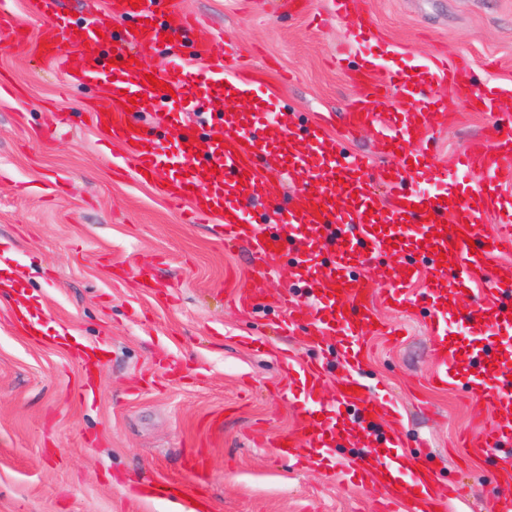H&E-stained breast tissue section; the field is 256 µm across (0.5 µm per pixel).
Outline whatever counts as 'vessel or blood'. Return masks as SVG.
Wrapping results in <instances>:
<instances>
[{"instance_id": "1", "label": "vessel or blood", "mask_w": 512, "mask_h": 512, "mask_svg": "<svg viewBox=\"0 0 512 512\" xmlns=\"http://www.w3.org/2000/svg\"><path fill=\"white\" fill-rule=\"evenodd\" d=\"M330 2L334 16L359 19L354 40L371 41L372 25L365 20L367 0ZM59 5L60 0H28L29 13L45 21L35 52L73 84L99 75L108 48L120 53L123 65L112 78L108 103L105 109L92 110L91 122L101 141L124 144L137 179L169 200L188 203L190 217L221 215L225 241L245 244L256 265H263L288 242L299 243L296 271L310 280L315 302L308 309L294 301L288 303L285 326L293 328L308 315L312 342L341 337L344 375L336 402L362 407L365 416L359 421V439L368 442L375 437L378 417L400 419L395 405L371 403L355 371L367 336H395L402 328L378 322L372 291L354 269L369 255L399 251L407 242L420 241L432 256L441 257L443 269L450 272L447 285L432 289L433 299L448 291L456 301L453 319L438 316L427 324L429 333L438 338L433 348V385L444 388L465 381L472 398L489 402L495 410L489 428L462 436L458 446L469 455L512 454V364L503 362L495 348L477 350L462 360L449 353L446 342L449 332L459 328L472 335L512 332V277L493 271L496 263L512 255V193L507 190L512 184V123L505 127L497 123L498 118L512 114V89L488 84L474 90L469 82L471 67L463 59L451 66L418 59L402 67L392 62L387 50L372 53L348 74L350 81L361 86V98L348 111L320 113L313 125V145L302 159L308 184L296 193L281 224L262 226L249 220L246 189L260 185L274 197L283 184L280 171L262 170L255 163L263 145L256 131L267 126L266 113H255L253 133L223 136L206 159H197L194 144L183 141L184 165L176 170L153 140L132 129L128 111L130 97L148 94L154 78L171 87L177 101L183 102L189 96V77H196L217 98L231 87L251 97L265 91L260 73L246 69L238 53L216 38L206 19L188 15L182 0H140L136 6L130 0H107L109 19L99 30L83 26L65 38L57 31L62 20ZM115 18L126 22L121 31L112 29ZM173 36L189 42L202 69L192 71L178 60L155 73L141 65V58L168 44ZM439 84L479 104L492 118L486 134L475 136L456 164L458 171L471 177V185L452 194L436 190L446 172L434 154L425 150L431 131L447 127L448 115L438 111L437 100L421 95L420 89ZM393 88L400 91L406 110L379 112L378 102ZM335 125L346 136L371 130L378 154L396 157V164L379 172L388 194L385 224H376L368 216L377 205L372 183L365 177L368 157L336 154L324 139L325 130ZM408 166L413 167L419 188L404 187L402 170ZM417 269L411 261L392 266L381 291L383 300L397 308L406 306ZM287 373L312 396L325 383L319 370L291 366ZM347 437V432L337 428L334 416L311 413L296 433L278 444L277 452L303 461L308 449L328 448ZM353 468L370 491L375 512H446L458 494L456 488L438 487L432 474L418 470L396 450L382 459L359 457ZM496 490L492 512H512V476L497 479Z\"/></svg>"}]
</instances>
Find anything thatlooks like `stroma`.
<instances>
[{"mask_svg": "<svg viewBox=\"0 0 512 512\" xmlns=\"http://www.w3.org/2000/svg\"><path fill=\"white\" fill-rule=\"evenodd\" d=\"M215 33L262 70L267 89L253 98L214 99L196 87L176 125L161 89L137 113L145 134L174 148L192 135L199 154L235 133L229 113L286 112L297 154L319 112H342L360 95L347 71L368 47L349 41L357 19L331 14L329 0H182ZM26 41H0V77L15 93L0 96V256L37 306V331H20L15 304L0 296V512H189L184 502L141 495L153 479L182 482L207 512H371L347 461L356 442L327 449L316 464L277 454L275 440L295 430L306 410L332 401L344 347L334 338L309 345L306 332H282L283 299L300 297L293 247L257 268L246 248L225 244L215 223H184L172 203L135 176L112 171L120 145L102 146L91 108L105 104L99 85L70 84L34 52L42 20L12 0ZM370 19L397 64L436 55L472 64L475 87H512V0H368ZM447 129L430 134L441 167L485 125L463 97L446 96ZM421 261L414 304L381 319L406 318L408 334L364 345L362 377L378 400L398 406L409 457L429 441V464L463 495L449 512H485L495 494L496 457L457 453L460 431H480L491 406L455 387H430L435 341L426 293L436 270L421 249L370 257L358 271L368 288L383 271ZM152 267L159 289L141 291L133 269ZM261 288L264 301L241 312L233 296ZM93 346L101 364L85 379L74 350ZM324 364L326 385L309 398L289 380V363Z\"/></svg>", "mask_w": 512, "mask_h": 512, "instance_id": "1", "label": "stroma"}]
</instances>
